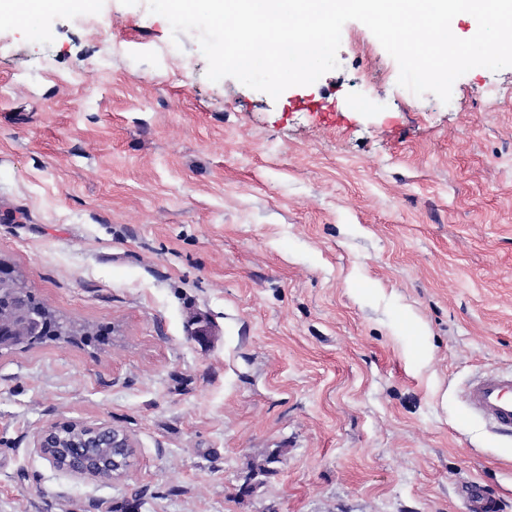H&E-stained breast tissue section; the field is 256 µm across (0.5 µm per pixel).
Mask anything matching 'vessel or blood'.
<instances>
[{"mask_svg": "<svg viewBox=\"0 0 512 512\" xmlns=\"http://www.w3.org/2000/svg\"><path fill=\"white\" fill-rule=\"evenodd\" d=\"M469 412L480 416L497 432L512 434V372L486 374L464 390Z\"/></svg>", "mask_w": 512, "mask_h": 512, "instance_id": "obj_1", "label": "vessel or blood"}]
</instances>
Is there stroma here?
Segmentation results:
<instances>
[{
  "label": "stroma",
  "mask_w": 512,
  "mask_h": 512,
  "mask_svg": "<svg viewBox=\"0 0 512 512\" xmlns=\"http://www.w3.org/2000/svg\"><path fill=\"white\" fill-rule=\"evenodd\" d=\"M38 25L0 20V261L112 335L0 351V512H512L462 399L512 370V67L419 97L350 21L274 99L146 0ZM68 420L127 433V476L54 468ZM59 424H51L44 428L38 435L37 446L40 453L44 455L51 464L59 470L65 471L66 473L79 478H91L100 479L93 475L90 471L92 470L91 462L84 458H77L75 456L69 457L65 454L63 461H60L56 456L45 452V448H56L68 451L69 448H61L62 446L70 447L69 445L74 441L76 442L81 436V432L77 429L71 428L70 430L62 429L59 434V441L57 438ZM62 446H61V445Z\"/></svg>",
  "instance_id": "stroma-1"
}]
</instances>
